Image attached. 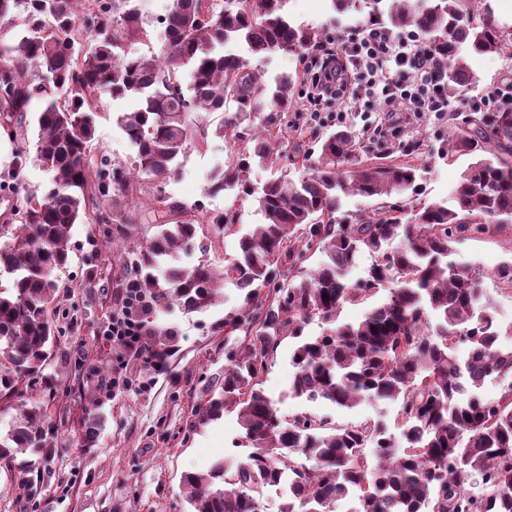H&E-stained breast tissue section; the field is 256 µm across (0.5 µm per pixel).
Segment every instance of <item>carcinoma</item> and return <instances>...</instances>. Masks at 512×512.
<instances>
[{"label": "carcinoma", "instance_id": "cac0c4a2", "mask_svg": "<svg viewBox=\"0 0 512 512\" xmlns=\"http://www.w3.org/2000/svg\"><path fill=\"white\" fill-rule=\"evenodd\" d=\"M131 2L0 0V26L24 16L20 33L7 39L0 32V90L6 91L0 128L16 143L18 173L32 159L24 114L39 96L44 104L32 160L51 174L41 195L13 183L15 223L0 227L7 238L0 245V393L35 386L52 356L54 272L68 261L71 226L114 224L129 238L137 227L118 198L141 195L142 223L157 232L134 253L135 281L116 287L135 285L151 298L145 344L172 352L177 336L151 315L176 306L205 311L226 286L245 292V305L224 318V331L247 319L256 324L249 336L224 337V384L196 407L202 421L237 411L252 452L235 466L221 460L184 475L193 512H261V495L277 484L288 485L279 512H512V388L492 403L479 395L489 377H512V349L498 345L483 274L448 260L461 237L512 224V102L468 113L466 129L451 127L448 154L475 158L453 189V208L341 212L344 195L405 192L417 167L358 161L351 137L334 133L322 140L312 174L265 183L258 197L265 223L243 230L235 212L190 209L162 184L179 174L188 146L206 138L190 122L192 113L223 112L215 135L236 142L248 139L242 123L264 112L248 139L252 146L218 169L207 187L210 194L228 186L253 194L247 173L254 165L274 167L272 143L294 111L296 76L267 78L224 45L240 42L254 57L284 53L302 61L321 35L290 20L288 0H171L160 19L165 44L148 59L128 50L149 36ZM473 2L374 0V11L394 28H415L448 54V95L454 96L475 80L469 58L512 56V37L490 15L476 19ZM105 96L134 101L117 116L135 150L129 166L92 163L94 114ZM204 224L238 235L236 256L219 271L181 258ZM399 235L400 246L385 248ZM311 250L322 259L308 279L276 281V271L292 270ZM363 251L376 260L355 287L347 276ZM381 288L386 299L361 321L339 320L345 304ZM315 320L323 332L305 335ZM286 338L295 341L292 397L347 409L366 400L395 403L406 447L395 446L372 418L333 424L309 412L279 415L262 378ZM460 340L466 343L461 356ZM52 436L44 405H22L0 435V461L48 448ZM476 481L477 495L469 490Z\"/></svg>", "mask_w": 512, "mask_h": 512}]
</instances>
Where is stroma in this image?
Returning a JSON list of instances; mask_svg holds the SVG:
<instances>
[{"label":"stroma","mask_w":512,"mask_h":512,"mask_svg":"<svg viewBox=\"0 0 512 512\" xmlns=\"http://www.w3.org/2000/svg\"><path fill=\"white\" fill-rule=\"evenodd\" d=\"M361 2L360 9L339 13L330 0H289L287 10L294 23L330 37H348L373 14L371 0ZM251 64L269 75L296 74L295 106L304 107L309 91L306 63L279 53L252 58ZM470 66L477 81L465 95L449 99L446 117L426 114L409 121L401 112L381 117L368 111L364 102L352 101L343 106L347 114L343 124L308 121L306 145L314 147L316 140L330 133L348 132L356 157L386 156L417 166L415 186L403 193V200L452 205L451 190L471 162L469 156L448 154L453 115L470 112L473 102L489 91L512 93V59L484 55L471 59ZM127 106V100L104 98L94 116L93 159L104 156L131 164L135 152L116 123ZM221 119L218 112L193 115V122L208 136L181 157L179 175L165 191L210 212L236 210L245 227L263 223L255 191L281 174L296 180L312 173L317 159L294 157L297 140L291 131L282 139L275 167L250 169L252 195L240 194L235 187L206 195L212 172L237 151L236 145L215 136ZM130 246L121 236L105 237L98 224H76L70 231L68 263L58 273L57 343L43 371L44 381L0 398L4 429L21 404L36 403L46 391H54L56 397L48 407L55 426L53 446L43 454H28L26 469L0 462V512H191L183 475L207 470L219 458L238 463L250 453L241 440L236 413L225 412L204 425L195 413L199 401L209 398L224 377V317L241 309L243 294L228 288L223 300L207 311L176 308L159 315V324L175 329L178 350L161 369L145 367L140 355L113 343L110 336L112 316L124 299L115 283L127 276ZM452 258L484 274L486 296L500 326L499 343L512 348V285L498 277L499 268L512 262V225L454 242ZM293 347V341L281 343L263 378L262 387L281 415L312 412L335 423L377 418L393 439H400L397 405L367 401L343 409L289 396ZM78 363L96 366L97 371L73 378L71 370ZM89 414L102 417L90 439L82 430Z\"/></svg>","instance_id":"1"}]
</instances>
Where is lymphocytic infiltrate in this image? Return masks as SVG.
Wrapping results in <instances>:
<instances>
[{
  "label": "lymphocytic infiltrate",
  "mask_w": 512,
  "mask_h": 512,
  "mask_svg": "<svg viewBox=\"0 0 512 512\" xmlns=\"http://www.w3.org/2000/svg\"><path fill=\"white\" fill-rule=\"evenodd\" d=\"M317 52L323 65L312 81L310 101H319L343 74L355 69L365 74L368 94L383 107L418 116L448 110L444 83L448 57L437 49L419 47L414 31L395 32L380 21L369 20L361 24L356 36L329 39ZM149 304L142 293L126 300L112 317L113 341L129 350H144L141 314Z\"/></svg>",
  "instance_id": "obj_1"
}]
</instances>
